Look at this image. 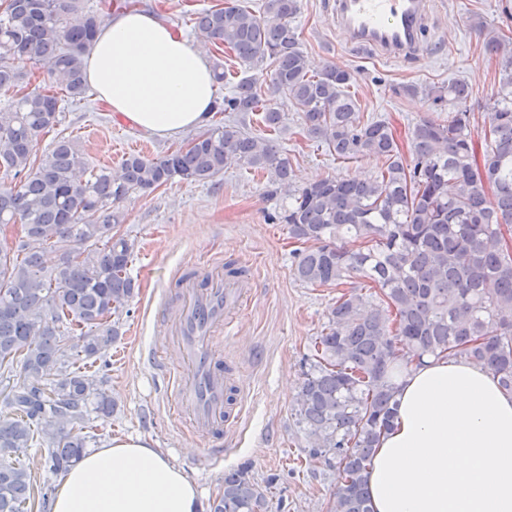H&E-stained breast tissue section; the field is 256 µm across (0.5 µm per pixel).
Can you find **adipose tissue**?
I'll list each match as a JSON object with an SVG mask.
<instances>
[{
	"label": "adipose tissue",
	"instance_id": "1",
	"mask_svg": "<svg viewBox=\"0 0 512 512\" xmlns=\"http://www.w3.org/2000/svg\"><path fill=\"white\" fill-rule=\"evenodd\" d=\"M87 79L113 112L173 137L204 126L211 67L156 15L113 18L89 49ZM395 426L368 478L375 512H512V395L466 361L426 359L402 379ZM198 491L141 439L86 455L63 478L52 512H197Z\"/></svg>",
	"mask_w": 512,
	"mask_h": 512
}]
</instances>
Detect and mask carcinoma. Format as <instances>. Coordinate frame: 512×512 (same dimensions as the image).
Wrapping results in <instances>:
<instances>
[{"label": "carcinoma", "mask_w": 512, "mask_h": 512, "mask_svg": "<svg viewBox=\"0 0 512 512\" xmlns=\"http://www.w3.org/2000/svg\"><path fill=\"white\" fill-rule=\"evenodd\" d=\"M263 12L264 19L227 0L195 14L197 38L244 65L271 61L265 84L245 79L212 110H261L265 126L280 130L278 99L287 98L308 137L336 158L384 157L378 175L294 187L288 154L232 120L160 156L127 157L119 182L62 135L39 154L44 134L60 123V99L25 90L9 60L22 55L47 66L67 97L82 98L84 57L104 15L84 10L82 0H0V93L10 97L0 108V173L11 180L0 187V228L19 225L15 244L0 245V512H32L31 468L46 463L62 473L81 460L89 401L112 413L114 403L91 379L70 371L64 336L81 330L77 357L86 360L119 339L136 284L128 274L133 245L112 234L121 221L116 206L176 177L213 182L232 164L288 189L275 221L298 246L293 274L340 293L311 341L292 406L305 462L337 472L326 512H374L368 474L394 427L398 380L410 366L430 356L468 359L512 394V37L488 39L500 78L483 126L471 125L464 83L410 85L407 92L451 108L446 119L417 122L404 146L390 122L360 112L349 71L309 74L293 25L299 0H263ZM47 248L59 254L49 270L40 264ZM36 434L32 465L7 459L32 448ZM269 508L270 491L246 467L224 474L210 504V512Z\"/></svg>", "instance_id": "cac0c4a2"}]
</instances>
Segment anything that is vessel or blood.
<instances>
[{"label": "vessel or blood", "mask_w": 512, "mask_h": 512, "mask_svg": "<svg viewBox=\"0 0 512 512\" xmlns=\"http://www.w3.org/2000/svg\"><path fill=\"white\" fill-rule=\"evenodd\" d=\"M426 0H336L335 21L349 46L390 59H409L422 48ZM247 276L228 277L220 265L198 275L180 274L165 288L178 298L175 309H161L160 327L178 354L170 362L164 350L146 360L167 379L174 411L188 419L194 437L208 445V456L223 457L224 440L234 419L228 398L232 374L224 366L218 339L231 331L244 306Z\"/></svg>", "instance_id": "obj_1"}]
</instances>
